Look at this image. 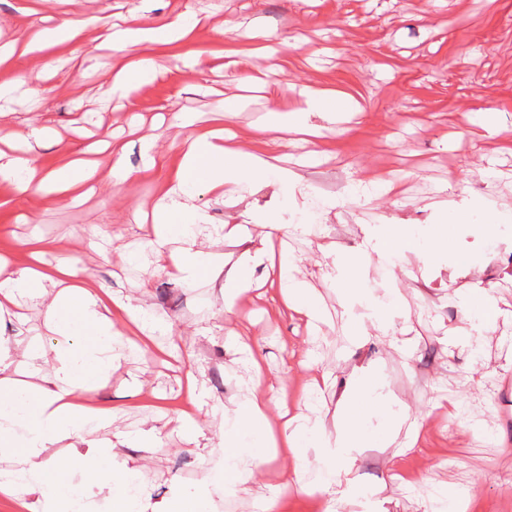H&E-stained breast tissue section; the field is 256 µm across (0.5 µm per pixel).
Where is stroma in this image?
Instances as JSON below:
<instances>
[{"mask_svg":"<svg viewBox=\"0 0 512 512\" xmlns=\"http://www.w3.org/2000/svg\"><path fill=\"white\" fill-rule=\"evenodd\" d=\"M142 8L153 21L185 12L204 22L188 42L143 45L162 70L137 86L134 102L108 99L120 54L102 45L101 24ZM63 15L88 20L82 42L57 47L56 69L45 75L29 58L0 68V84L23 77L28 91L0 115V128L23 136L32 125L46 127L50 138L38 155L47 168L118 134L138 176L116 184L104 153L96 193L81 205L0 187V255L23 268V241L50 242L47 264L69 259L79 277L171 323V333L116 342L112 373L90 395L116 415L99 445L116 432H152V448L119 447L116 463L139 469L154 512L202 487L212 512H259L253 495L225 492L223 449L203 463L180 422L185 407H196L205 438L217 439L225 408L244 398L250 355L268 383H286L281 400L290 413L333 422L343 388L362 366L382 377L405 428H417L412 446L399 440L355 453L349 512H424L442 498L469 512H512V0H0V46L28 22ZM254 18L270 35V57L251 54L247 22ZM220 54L247 59L235 81L215 71ZM304 87L353 90L361 104L347 132L330 129L314 143L320 163L295 168L307 202H287L272 175L258 188L225 187L220 201L198 192L196 204L207 223L242 225L255 241L269 217L308 225L286 246L296 279L320 303L323 318L312 328L281 305L261 267L252 279L263 296L246 293L225 312L222 274L238 259L239 237L209 247L219 278L178 281L158 267L146 227L134 221L169 184L188 133L169 122L154 127L157 114L185 115L198 126L229 121L246 151L268 159L274 148L257 125ZM237 93L242 107L225 117L224 99ZM32 95L41 111H30ZM145 136L156 142L150 169ZM386 224L402 235L384 257L371 246ZM326 245L336 250V278L355 282L350 298L324 278ZM429 252L435 260L426 269ZM473 284L497 302L493 328L465 318ZM461 326L462 338L455 334ZM235 332L248 351L227 343ZM0 337L12 346L13 380L30 383L34 368L53 369L45 305L22 302L0 321ZM33 348L41 354L35 366L27 358ZM309 357L327 380L319 401L303 410ZM190 372L194 391L186 386ZM85 451L62 443L46 457L93 493Z\"/></svg>","mask_w":512,"mask_h":512,"instance_id":"obj_1","label":"stroma"}]
</instances>
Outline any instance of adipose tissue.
<instances>
[{"label": "adipose tissue", "instance_id": "ef3b65f1", "mask_svg": "<svg viewBox=\"0 0 512 512\" xmlns=\"http://www.w3.org/2000/svg\"><path fill=\"white\" fill-rule=\"evenodd\" d=\"M87 20L60 17L54 24L39 28L25 45L24 54H41L43 69L54 65L53 50L81 39ZM193 23L182 16L148 24L143 14L121 16L106 25L102 38L121 52L124 63L109 86L110 93L128 95L131 87L149 81L160 69L154 58L139 55L146 43L189 40ZM357 99L336 89L306 90L298 106L268 110L258 126L262 137L287 142L300 134L319 135L313 115L328 123L344 122L358 111ZM44 128L31 127L27 135L0 131V181L17 190L49 192L70 201H85L95 190L97 169L92 162L78 159L59 168L42 171L37 148ZM269 168L259 156L243 150L229 129H206L188 137L181 148L179 168L165 193L152 207V225L147 235L156 261L177 280L209 278L214 274L211 255L203 248L199 228L203 215L194 203L196 189L223 193L226 184L260 180ZM177 249H169L170 241ZM48 245L38 240L26 250L32 267L14 269L0 257V317L18 307L20 298L45 303L56 336L53 352L56 365L39 385L14 382L7 375L12 364L11 348L0 339V457L9 465L0 470V493L13 497L21 512H85L86 496L72 485L63 471L51 467L43 452L51 444L81 440L99 428L111 425L110 413L79 403L112 371V346L124 333L146 335L147 321L142 310L90 285H74L68 260L52 268L39 267L38 260ZM270 266L283 304L313 319L317 316L314 297L295 281L294 263L287 255L272 256L266 245L242 251L238 263L227 273L224 288L233 294L248 292V271ZM247 386L248 397L238 409L225 413L224 488L231 491L255 481L262 466L288 449L325 447V427L316 423L301 426L278 410L273 389L266 387L259 362ZM377 376L360 371L339 398V412L345 427L336 438V457L319 466L314 479L303 490L324 498L327 506L344 512L346 502L336 495V487L346 474L356 449L376 443L389 445L401 421L387 416L377 430L366 427L367 418L381 405L372 396ZM113 448H97L85 456L89 473L106 492L114 512H146L142 491L133 487L132 473L114 469Z\"/></svg>", "mask_w": 512, "mask_h": 512}]
</instances>
